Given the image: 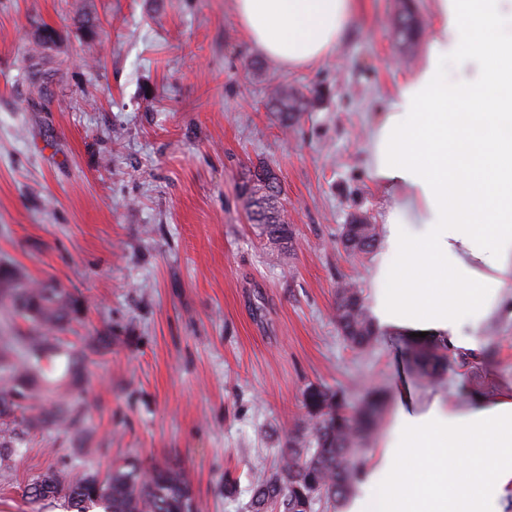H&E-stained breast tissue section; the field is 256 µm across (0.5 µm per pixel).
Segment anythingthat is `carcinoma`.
Listing matches in <instances>:
<instances>
[{"label": "carcinoma", "instance_id": "cac0c4a2", "mask_svg": "<svg viewBox=\"0 0 512 512\" xmlns=\"http://www.w3.org/2000/svg\"><path fill=\"white\" fill-rule=\"evenodd\" d=\"M396 36L403 47L414 51L422 23L398 13ZM280 124L288 128L306 108L304 96L275 87L270 98ZM250 205V221L263 226L274 245L290 240L288 225L278 206L277 178L263 165L254 166L240 185ZM355 255L369 253L377 243L376 226L359 224L352 229ZM11 303L12 312L31 323L25 331L0 332V418L15 412L38 409L44 422L60 429L75 424L64 402L45 405L38 380L60 350L57 334L63 332L78 312L79 300L66 288L13 274L0 276V299ZM336 327L358 350L370 348L378 329L367 315L362 291L344 284L336 293ZM419 376L429 383L442 380L466 359L445 344L419 343L413 351ZM383 393L367 392L363 403L351 406L345 396L311 385L304 392V408L310 421L305 430L288 436L279 464L251 477L247 512H318L336 506L351 492L364 467L362 445L378 424ZM11 436H0V468L10 470L19 449L9 447ZM22 497L29 503L60 499L72 512H195L191 483L183 468L168 462L144 466L130 459L105 474L86 473L70 480L46 472L28 480Z\"/></svg>", "mask_w": 512, "mask_h": 512}]
</instances>
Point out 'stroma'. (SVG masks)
<instances>
[{
  "mask_svg": "<svg viewBox=\"0 0 512 512\" xmlns=\"http://www.w3.org/2000/svg\"><path fill=\"white\" fill-rule=\"evenodd\" d=\"M415 53L392 36L400 0H359L335 51L298 69L261 55L231 0H0V268L78 296L80 311L43 387L80 421L50 430L37 411L17 427L22 453L0 472V512L29 505L28 478H79L130 457L182 464L198 512H246L249 477L274 468L306 422L307 387L360 404L398 373L430 391L410 346L378 337L365 353L336 329V287L369 285L371 258L341 248L352 216L385 224L391 196L368 164L374 119L425 62L434 0H413ZM48 76L21 59L40 27ZM302 89L290 130L271 88ZM263 163L281 186L288 250L250 223L238 185ZM497 356L448 373L438 390L512 392V323L486 328ZM237 479L224 491V475Z\"/></svg>",
  "mask_w": 512,
  "mask_h": 512,
  "instance_id": "stroma-1",
  "label": "stroma"
}]
</instances>
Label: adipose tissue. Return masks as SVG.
<instances>
[{"mask_svg": "<svg viewBox=\"0 0 512 512\" xmlns=\"http://www.w3.org/2000/svg\"><path fill=\"white\" fill-rule=\"evenodd\" d=\"M426 66L375 120L370 164L398 194L369 288L387 338L426 333L469 350L512 318V10L503 0H438ZM357 0H234L253 46L299 68L339 46ZM470 55L477 80L452 85ZM362 492L345 512H512V395L448 407L404 381Z\"/></svg>", "mask_w": 512, "mask_h": 512, "instance_id": "obj_1", "label": "adipose tissue"}]
</instances>
